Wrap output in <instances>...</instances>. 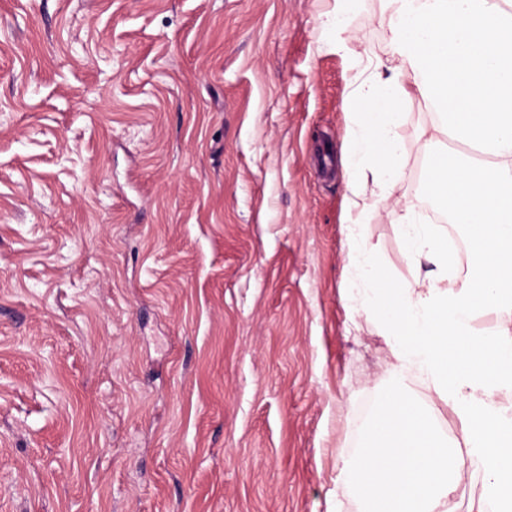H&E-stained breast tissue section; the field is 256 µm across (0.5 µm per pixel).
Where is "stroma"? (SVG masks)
I'll use <instances>...</instances> for the list:
<instances>
[{"label": "stroma", "mask_w": 512, "mask_h": 512, "mask_svg": "<svg viewBox=\"0 0 512 512\" xmlns=\"http://www.w3.org/2000/svg\"><path fill=\"white\" fill-rule=\"evenodd\" d=\"M336 0H0V512H361L394 358L348 288ZM360 0L352 52L386 54ZM422 103L360 234L425 210Z\"/></svg>", "instance_id": "35a3bbf8"}]
</instances>
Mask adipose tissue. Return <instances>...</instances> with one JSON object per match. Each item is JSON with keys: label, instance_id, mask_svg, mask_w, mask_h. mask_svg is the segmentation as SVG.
Returning <instances> with one entry per match:
<instances>
[{"label": "adipose tissue", "instance_id": "adipose-tissue-1", "mask_svg": "<svg viewBox=\"0 0 512 512\" xmlns=\"http://www.w3.org/2000/svg\"><path fill=\"white\" fill-rule=\"evenodd\" d=\"M383 3L389 56L360 58L342 103L353 118L342 148L349 264L392 340L396 377L415 373L427 394L393 389L339 478L365 512H457L451 496L467 474L481 491L466 512H512V0ZM412 99L432 116L418 130L424 192L467 230L461 280L447 234L413 207L393 215L430 264L411 281L387 277L357 234L367 184L389 192L401 179L397 119ZM485 316L495 326L477 328ZM444 407L457 438L440 432Z\"/></svg>", "mask_w": 512, "mask_h": 512}]
</instances>
